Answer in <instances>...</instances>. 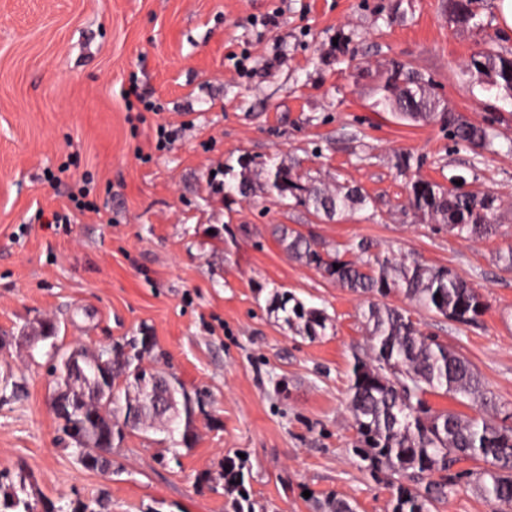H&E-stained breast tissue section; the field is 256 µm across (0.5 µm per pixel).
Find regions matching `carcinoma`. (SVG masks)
Segmentation results:
<instances>
[{"instance_id": "cac0c4a2", "label": "carcinoma", "mask_w": 512, "mask_h": 512, "mask_svg": "<svg viewBox=\"0 0 512 512\" xmlns=\"http://www.w3.org/2000/svg\"><path fill=\"white\" fill-rule=\"evenodd\" d=\"M477 0H448L451 19L461 25L473 24ZM490 78L489 87L512 97V57L484 49L474 54L467 69H479ZM382 95L374 107L390 110L402 120L440 123L448 127L455 144L472 150L494 153L495 141L503 135L490 120L472 123L447 110L428 83L412 68L396 64L380 88ZM294 166H278L268 173V185L281 197L293 196L298 203L327 216L363 207L368 196L354 186L336 183L329 191L303 182ZM448 178L444 186L416 178L411 183L410 204L429 222L446 228L461 239L488 238L498 233L492 218L500 209V199L484 190L467 191ZM279 242L299 263L315 266L351 293L367 299L361 308L369 336V352L354 356L350 377L348 411L356 430L355 455L366 463L374 477L383 474L395 493L386 512H434L447 498L452 480L448 471L466 460H482L489 467L469 473L492 512H512V427L497 422L502 413L481 382L472 364L435 337L424 334L405 308L379 301L394 290L401 291L414 306L449 321L469 325L486 310L478 291L455 271L425 264L407 256L397 260L375 252L368 241L351 248L354 259L345 260L338 249L284 225L275 228ZM339 268H334V265ZM272 308L284 313L283 321L297 333L318 336L325 333L330 318L326 311L307 307L289 292H277ZM42 341L49 343L48 355L56 376L58 405L54 413L62 433L75 445L74 452L84 467L98 454H110L120 447L125 431L154 427L159 423L169 435L180 431L181 444L189 448L194 438L193 417L202 407L200 395H191L174 376H166L143 366L151 351V337H132L115 342L98 352L80 347L65 350L55 342L57 327L44 324ZM78 354L86 360L84 384L71 388L65 358ZM164 388L170 396H180L182 409L159 413L152 405L150 391ZM124 389V416L114 413ZM452 395L487 413L466 418L452 410L432 408L426 396ZM184 419L183 427L176 426ZM224 490L234 495L233 512L255 510V501L246 495L242 468L231 458L224 459L220 473ZM38 500L31 498L25 481L19 487L0 484V512H38ZM313 512H356L349 501L334 495L312 500ZM105 498L77 500L72 512H105Z\"/></svg>"}]
</instances>
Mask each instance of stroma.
<instances>
[{
  "instance_id": "stroma-1",
  "label": "stroma",
  "mask_w": 512,
  "mask_h": 512,
  "mask_svg": "<svg viewBox=\"0 0 512 512\" xmlns=\"http://www.w3.org/2000/svg\"><path fill=\"white\" fill-rule=\"evenodd\" d=\"M478 15L472 30L449 20L447 0H0V379L23 386L0 403V475L26 477L57 507L104 496L110 512H232L219 473L238 456L267 512H312L329 493L385 512L392 489L358 466L347 409L363 301L291 259L278 225L455 270L484 314L470 326L412 317L512 412V272L494 259L512 244V145L482 158L440 124L374 106L399 61L449 111L512 128V99L462 71L484 43L512 51L497 0H479ZM133 81L157 112L126 108ZM162 122L177 138L161 149ZM400 154L421 159L423 178L497 192L500 236L424 223ZM242 159L245 196L224 188ZM296 162L323 185L360 188L367 206L330 219L279 198L267 173ZM85 184L97 211L38 223ZM284 291L326 309L323 335L272 312ZM48 320L65 348L152 336L146 364L204 395L179 462L161 430L128 432L109 472L77 460L57 432L46 348L27 342Z\"/></svg>"
}]
</instances>
